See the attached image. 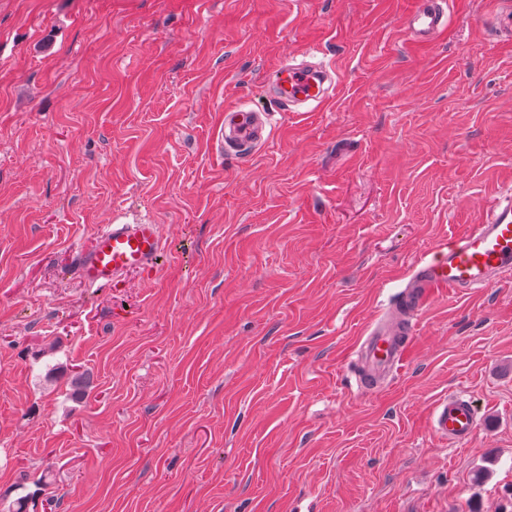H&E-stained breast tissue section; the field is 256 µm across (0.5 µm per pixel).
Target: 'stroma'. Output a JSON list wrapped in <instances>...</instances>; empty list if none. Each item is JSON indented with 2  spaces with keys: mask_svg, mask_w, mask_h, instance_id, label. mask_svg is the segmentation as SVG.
Returning <instances> with one entry per match:
<instances>
[{
  "mask_svg": "<svg viewBox=\"0 0 512 512\" xmlns=\"http://www.w3.org/2000/svg\"><path fill=\"white\" fill-rule=\"evenodd\" d=\"M405 9L0 0V512H512V278L428 301L356 384L414 262L512 188V0H455L428 46ZM311 48L335 94L285 111ZM243 102L271 140L216 152ZM116 219L160 225V265L86 287ZM451 394L462 447L429 426ZM430 425L437 436L453 443H465L476 433L478 419L467 399L453 395L438 405Z\"/></svg>",
  "mask_w": 512,
  "mask_h": 512,
  "instance_id": "35a3bbf8",
  "label": "stroma"
}]
</instances>
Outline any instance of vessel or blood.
Returning <instances> with one entry per match:
<instances>
[{
    "label": "vessel or blood",
    "instance_id": "vessel-or-blood-1",
    "mask_svg": "<svg viewBox=\"0 0 512 512\" xmlns=\"http://www.w3.org/2000/svg\"><path fill=\"white\" fill-rule=\"evenodd\" d=\"M448 0H412L405 30L416 42L431 43L448 25ZM272 85L288 111H314L333 96L336 77L321 63L285 64ZM273 135L268 114L236 106L228 110L219 149L249 155ZM164 241L158 225H106L90 249L79 252L74 271L88 285L104 287L128 271L153 269ZM512 276V191L497 198L484 222L467 232L436 243L413 265L396 310L366 330L360 347L358 383L362 390L379 388L405 364L413 319L424 302L439 291L487 288ZM433 432L448 441H469L478 429L477 415L467 399L450 396L433 412Z\"/></svg>",
    "mask_w": 512,
    "mask_h": 512
}]
</instances>
